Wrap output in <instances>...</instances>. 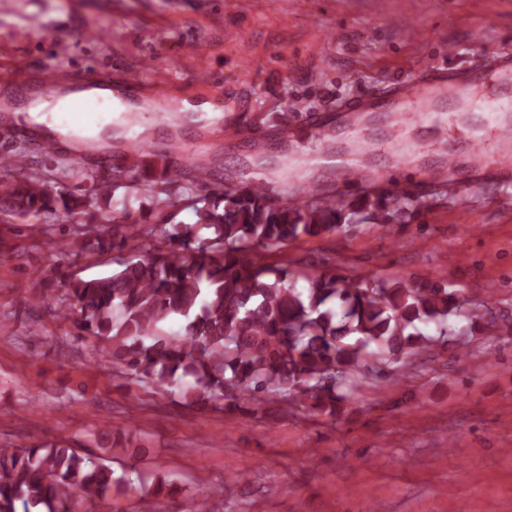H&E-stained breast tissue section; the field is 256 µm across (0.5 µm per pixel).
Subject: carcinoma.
Returning <instances> with one entry per match:
<instances>
[{"label": "carcinoma", "mask_w": 512, "mask_h": 512, "mask_svg": "<svg viewBox=\"0 0 512 512\" xmlns=\"http://www.w3.org/2000/svg\"><path fill=\"white\" fill-rule=\"evenodd\" d=\"M76 188L47 189L32 169L0 164V222L21 221L34 234L57 215L74 223L73 245L100 252L139 240L162 245L133 256L120 269L71 278L65 294L39 297L79 333L109 345L112 367L158 390L177 389V404L254 415L299 410L332 421L347 409L346 386L368 357L383 368L448 344L456 323L472 318L468 300L444 284L267 262L258 249H281L325 237L362 221H390L407 206L390 193L366 197L349 212L314 199L294 202L303 186L277 201L273 182L241 189L212 187L171 154L143 145ZM148 196L154 224H142L132 198ZM193 200V222L172 223L171 210ZM172 318L183 332L166 334ZM100 437L113 448L133 446L119 430ZM125 475L71 448L44 444L0 450V512H73L125 490ZM181 512H208V492L182 500Z\"/></svg>", "instance_id": "1"}]
</instances>
